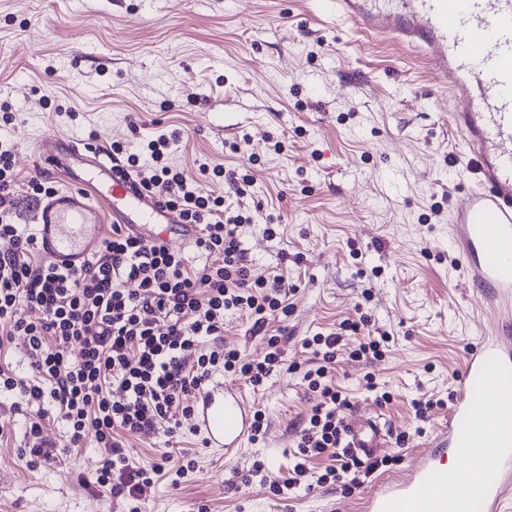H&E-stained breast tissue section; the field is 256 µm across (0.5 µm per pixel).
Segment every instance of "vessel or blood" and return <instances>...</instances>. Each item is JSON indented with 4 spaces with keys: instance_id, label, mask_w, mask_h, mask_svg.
Returning <instances> with one entry per match:
<instances>
[{
    "instance_id": "1",
    "label": "vessel or blood",
    "mask_w": 512,
    "mask_h": 512,
    "mask_svg": "<svg viewBox=\"0 0 512 512\" xmlns=\"http://www.w3.org/2000/svg\"><path fill=\"white\" fill-rule=\"evenodd\" d=\"M324 13L382 41L412 47L429 64L438 88L461 101L453 113L472 174L467 199L451 226L463 278L482 294L496 321L480 329L462 365L448 423L431 453L417 458L409 479L376 482L360 512H502L512 491V0H323ZM42 166L63 171L70 188L42 201L36 239L50 264L77 269L101 246L104 221L123 224L153 245L190 243L197 225L182 223L141 191L105 151L82 140L49 137ZM195 426L208 447L233 455L249 440L252 412L234 387L211 382L196 397ZM348 448L375 456L385 445L379 420L350 412ZM480 460L487 472L449 468L445 454Z\"/></svg>"
}]
</instances>
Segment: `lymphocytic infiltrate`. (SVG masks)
Wrapping results in <instances>:
<instances>
[{
    "label": "lymphocytic infiltrate",
    "mask_w": 512,
    "mask_h": 512,
    "mask_svg": "<svg viewBox=\"0 0 512 512\" xmlns=\"http://www.w3.org/2000/svg\"><path fill=\"white\" fill-rule=\"evenodd\" d=\"M177 138L174 132L159 134L138 153L116 143L112 155L146 192L161 195L186 223L199 226L194 247L206 261L196 267L116 224L83 268H54L19 222L18 174L10 149L0 148V238L12 244L0 254V350L13 337H26L33 369L25 377L0 360V392L18 393L32 412L25 431L30 466L55 459L41 421L56 411L69 428L72 447L89 440L99 448L95 482L122 497L127 512H139L144 488L162 467L127 453L125 437L151 433L162 423L175 431L180 416L193 414L197 392L215 372H233L261 387L284 353L281 337L266 331L268 320L291 310L285 277L255 278L245 264L239 237L245 216L202 185L218 181L223 169L203 163L195 178L173 165ZM231 310L246 314L253 333H265L262 359L248 360L225 347L224 314ZM359 328L345 321L337 331L304 339L316 362L304 379L318 399L303 421L287 477L269 484L274 495L287 494L311 475L317 485L348 494L388 465L385 457L351 454L341 437L348 399L337 388L331 365L344 332ZM74 347L81 350L76 362L69 357ZM318 457L328 463L311 472L310 462Z\"/></svg>",
    "instance_id": "f902f5d3"
}]
</instances>
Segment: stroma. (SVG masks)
<instances>
[{
	"instance_id": "stroma-1",
	"label": "stroma",
	"mask_w": 512,
	"mask_h": 512,
	"mask_svg": "<svg viewBox=\"0 0 512 512\" xmlns=\"http://www.w3.org/2000/svg\"><path fill=\"white\" fill-rule=\"evenodd\" d=\"M320 9L321 0H250L244 9L237 0H0V103L17 114L0 139L13 148L17 193L41 175L36 149L45 137L93 136L133 152L140 138L181 129L172 158L188 173L208 162L223 164L227 178L250 176L245 196L220 187L251 218L241 228L246 263L253 276L280 274L296 288L288 318L269 323L287 340L286 366L257 389L223 376L265 411L266 437L231 458L204 447L189 418L173 434L162 426L128 438L131 455L165 469L144 491L142 512H357L359 488H301L279 500L246 477L257 460L271 477L288 474L315 403L288 368L308 358L302 338L362 314L391 336L371 364L354 358L352 345L337 347L332 369L351 408L385 427L391 462L382 478L405 475L434 447L461 361L479 340L480 294L456 270L450 232L471 185L452 124L458 104L410 50L378 44ZM58 104L75 106L78 119L56 115ZM133 115L142 122L136 137ZM232 141L238 151L228 150ZM278 141L283 151H274ZM250 327L245 314L226 313L223 338L257 359L264 342ZM368 373L389 403L367 390ZM429 398L445 405L416 426L412 403ZM13 401L0 395V419L9 422L0 433V512H124L122 499L91 483L97 448L71 450L56 414L42 430L59 457L30 467L25 417ZM190 459L194 474L172 484L169 471Z\"/></svg>"
}]
</instances>
